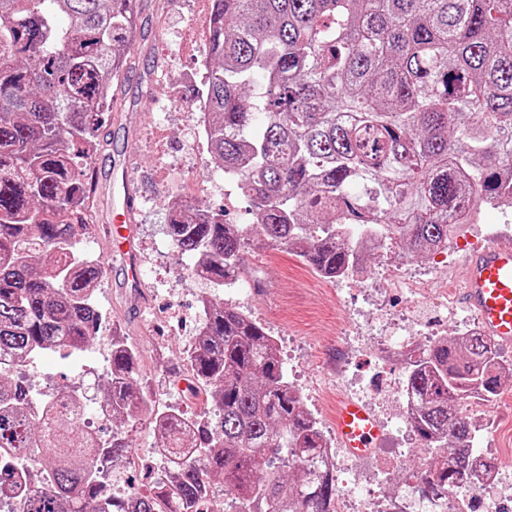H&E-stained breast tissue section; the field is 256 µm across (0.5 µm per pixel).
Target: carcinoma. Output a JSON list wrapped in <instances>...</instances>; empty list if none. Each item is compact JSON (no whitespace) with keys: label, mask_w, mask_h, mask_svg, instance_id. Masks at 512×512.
<instances>
[{"label":"carcinoma","mask_w":512,"mask_h":512,"mask_svg":"<svg viewBox=\"0 0 512 512\" xmlns=\"http://www.w3.org/2000/svg\"><path fill=\"white\" fill-rule=\"evenodd\" d=\"M137 9L138 0H0V352L19 359L81 350L102 325L101 269L77 250L87 174L74 158L89 155L113 99ZM209 28L207 149L256 215L240 228L222 209H170L173 245L209 283L243 279L255 242L352 277L361 252L380 248L377 224L383 244L428 254L477 203L512 205V0H212ZM308 212L328 216L320 232L302 220ZM39 252L50 260L36 267ZM201 303L188 388L220 412L216 424L153 411L138 352L112 339V417L151 416L173 482L135 495L132 511L103 495L97 468L124 457L128 438L105 446L68 394L66 411L48 402L29 418L28 391L0 371V450L48 472L38 486L4 464L0 499L20 496L28 512H217L209 499L220 477L235 512H335L334 467L310 470L327 442L272 337L231 305ZM509 371L483 335L420 348L405 380L417 401L410 428L437 458L413 476L419 499L496 468L478 458L465 402L498 395Z\"/></svg>","instance_id":"carcinoma-1"}]
</instances>
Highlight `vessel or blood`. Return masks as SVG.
I'll use <instances>...</instances> for the list:
<instances>
[{"mask_svg": "<svg viewBox=\"0 0 512 512\" xmlns=\"http://www.w3.org/2000/svg\"><path fill=\"white\" fill-rule=\"evenodd\" d=\"M135 207V194L131 188H124L121 200L113 206L104 227L110 253L119 256L124 263L125 285L134 289L142 285L141 258L131 226ZM465 265L467 275L460 296L462 308L477 315L486 336L511 344L512 246L488 243L466 256ZM334 424L339 442L358 457L370 454L382 432L372 408L354 400L337 403Z\"/></svg>", "mask_w": 512, "mask_h": 512, "instance_id": "obj_1", "label": "vessel or blood"}]
</instances>
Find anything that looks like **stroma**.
Instances as JSON below:
<instances>
[{
    "mask_svg": "<svg viewBox=\"0 0 512 512\" xmlns=\"http://www.w3.org/2000/svg\"><path fill=\"white\" fill-rule=\"evenodd\" d=\"M210 11L211 0L144 2L142 26L117 82V101L103 115L87 166L97 189L88 203L80 247L101 263L96 294L108 324L83 350L50 352L28 362V370L41 380L30 392L34 400L74 391L79 381L88 398L104 391L112 363V330L117 327L141 353L139 375L148 378L154 405L190 416L203 409L200 401L185 393L183 377L190 372L186 351L199 334L201 297L220 304L224 291L195 279L192 258L172 244L166 230L168 199L181 190L184 180L192 179L202 189L190 196L191 204L224 209L228 223L241 227L256 220L236 183L225 179L206 147L193 145L187 136V112L206 84L197 61L206 56L208 44L197 25ZM160 133L165 136L162 153L154 146ZM119 174L126 175L139 192L132 217L141 256L142 288L137 293L125 288L120 260L106 257L103 225L112 206L111 178ZM492 236L512 243V208L482 205L475 224L455 246L447 282H434V290L459 288L466 254ZM398 260L393 249L365 257L367 271L358 283L322 278L284 247L255 244L243 254L250 273L249 292L239 308L279 339L288 382L307 398L326 436L334 434L339 396L348 391L365 395L381 374L399 382L405 379L406 368L386 356L381 342L384 324L378 314L407 319L414 332L439 321L432 303L408 315L404 294L392 295L382 307L367 292V285L377 282L382 271ZM400 408L399 402H392L373 456L353 463L346 482L365 481L378 496L392 497L402 493L409 478L408 470L397 468V461L415 464L429 457V450L411 437L400 420ZM482 414L478 447L507 455L512 450V378L503 377L498 395L483 404ZM94 427L106 443L116 432L128 437V460L114 464L125 489L144 491L163 479L165 463L156 451L159 439L148 420H98Z\"/></svg>",
    "mask_w": 512,
    "mask_h": 512,
    "instance_id": "obj_1",
    "label": "stroma"
}]
</instances>
